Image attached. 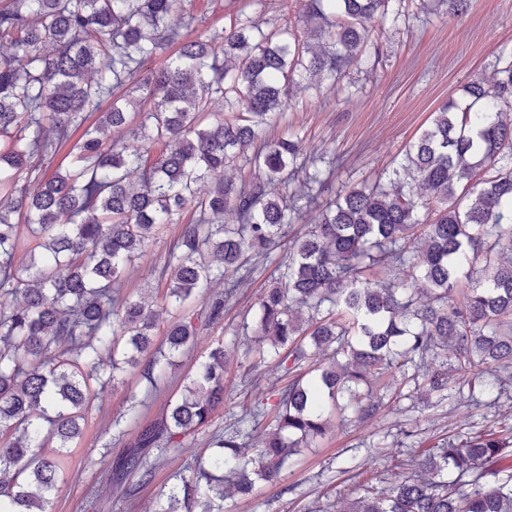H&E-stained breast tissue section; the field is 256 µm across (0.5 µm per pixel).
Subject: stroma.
<instances>
[{
    "label": "stroma",
    "instance_id": "1",
    "mask_svg": "<svg viewBox=\"0 0 512 512\" xmlns=\"http://www.w3.org/2000/svg\"><path fill=\"white\" fill-rule=\"evenodd\" d=\"M398 9V21L376 16L367 23L371 41L382 49L379 60L351 66L318 93L296 84L287 110L266 129L270 138L297 136L308 152L331 161L321 201L362 181H388L433 112L448 98H461L472 80L492 81L498 61L512 58V0H471L469 10L458 17L449 16L437 0H400ZM178 230L169 225L127 270L122 295L160 301L163 287L150 270L167 260ZM281 256L277 249L256 260L250 281L226 305L223 320L200 330L193 350L176 357L158 386L130 369L123 383L100 394L63 469L51 512H155L177 476L208 454L212 436L242 418L244 404L283 386L274 364H256L247 354L242 330L273 287ZM219 343L226 354L224 404L210 424L183 437L179 451L151 450L154 469L148 483H140L135 473L116 480L113 468L138 433L162 417L184 377ZM457 388L450 383L446 398L385 392V408L368 423L335 425L303 449L280 481L260 483L246 497H228L224 512H338L341 501L359 494L363 484L382 488L410 475L421 452L442 438L512 426V398L467 407L456 404ZM133 398L142 406L138 418L128 422L124 415ZM116 418L123 421L118 431L112 428Z\"/></svg>",
    "mask_w": 512,
    "mask_h": 512
}]
</instances>
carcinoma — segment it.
Segmentation results:
<instances>
[{"label": "carcinoma", "mask_w": 512, "mask_h": 512, "mask_svg": "<svg viewBox=\"0 0 512 512\" xmlns=\"http://www.w3.org/2000/svg\"><path fill=\"white\" fill-rule=\"evenodd\" d=\"M184 2L0 0V512H50L91 402L127 367L154 384L155 369L198 335L187 307L221 281L207 321L224 318L251 260L302 215L279 185L299 174L323 183L299 139H266L265 127L288 106L295 74L318 84L359 64L364 21L388 15L392 0H297L299 18L315 22L313 44L289 21L264 30L240 15L190 37L198 19ZM162 54L163 68H145ZM134 92L150 99L147 111H133ZM215 99L224 112H211ZM464 99L434 113L390 186L344 190L291 241L244 325L259 339L258 360H277L288 383L250 404V431L212 438L207 460L179 475L161 512H224L229 489L247 495L277 482L334 421L372 419L384 406L378 390L393 381L423 382L430 394L454 373L475 406L483 392L512 387V59L492 87L466 85ZM124 131L140 148L113 137ZM65 144L67 167L47 175ZM250 150L256 177L224 179ZM229 208L232 226L221 223ZM170 224L178 235L150 275L164 282L163 305L182 315L157 351L160 311L119 304L115 293ZM24 230L34 245L19 262ZM397 265L416 286L389 277ZM223 404L218 344L116 478L137 469L149 479L146 449L179 448ZM269 418L270 430L248 443ZM417 466L387 489L362 487L343 512H512V427L450 437Z\"/></svg>", "instance_id": "carcinoma-1"}]
</instances>
